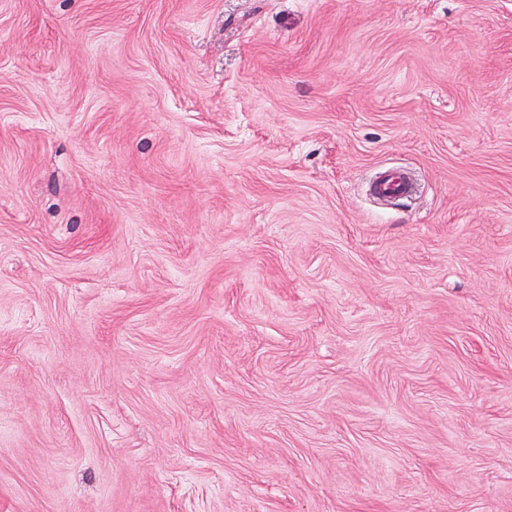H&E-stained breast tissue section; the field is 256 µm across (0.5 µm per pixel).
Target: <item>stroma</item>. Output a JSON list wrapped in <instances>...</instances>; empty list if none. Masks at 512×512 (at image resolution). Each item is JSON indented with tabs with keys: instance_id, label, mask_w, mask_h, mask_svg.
I'll return each instance as SVG.
<instances>
[{
	"instance_id": "35a3bbf8",
	"label": "stroma",
	"mask_w": 512,
	"mask_h": 512,
	"mask_svg": "<svg viewBox=\"0 0 512 512\" xmlns=\"http://www.w3.org/2000/svg\"><path fill=\"white\" fill-rule=\"evenodd\" d=\"M0 512H512V0H0ZM415 179L403 169H386L373 177L368 185L373 197L409 198L416 192Z\"/></svg>"
}]
</instances>
